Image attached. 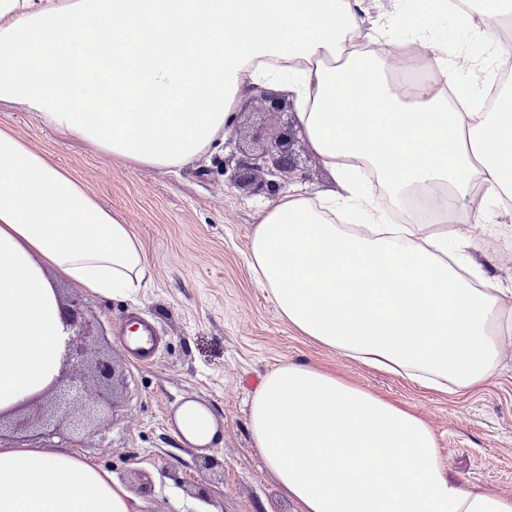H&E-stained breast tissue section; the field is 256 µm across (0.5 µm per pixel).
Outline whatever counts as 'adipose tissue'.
<instances>
[{"label": "adipose tissue", "instance_id": "adipose-tissue-1", "mask_svg": "<svg viewBox=\"0 0 512 512\" xmlns=\"http://www.w3.org/2000/svg\"><path fill=\"white\" fill-rule=\"evenodd\" d=\"M473 39L496 45L512 0H474ZM447 11L415 12L427 49L411 93L377 42L367 0H0V104L23 106L61 136L138 167L172 171L229 134L246 89L294 96L295 125L337 179L326 200L301 190L265 207L248 265L301 334L422 386L469 388L494 372L512 336L505 291L448 225L490 224L512 200V89L486 110L455 111L457 67L432 40ZM437 192L436 225L390 223ZM150 274L123 215L0 129V410L58 377L68 333L51 281L132 296ZM250 429L301 512H512V495L448 479L432 428L360 387L282 363L255 393ZM184 442L219 439L210 411L176 410ZM0 512H138L108 471L60 448L0 443Z\"/></svg>", "mask_w": 512, "mask_h": 512}]
</instances>
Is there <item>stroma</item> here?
<instances>
[{
	"instance_id": "35a3bbf8",
	"label": "stroma",
	"mask_w": 512,
	"mask_h": 512,
	"mask_svg": "<svg viewBox=\"0 0 512 512\" xmlns=\"http://www.w3.org/2000/svg\"><path fill=\"white\" fill-rule=\"evenodd\" d=\"M372 17L391 44H406L416 0H371ZM6 127L50 161L79 176L101 203L122 213L143 247L151 278L137 298L103 297L61 283L77 298L110 351L118 373L113 390L90 388L99 409L89 432L61 424L36 436L4 434L9 444L55 445L90 459L124 483L142 512H300L255 447L249 405L267 374L283 361L315 367L397 402L434 431L450 478L512 494V342L496 372L469 389L444 393L347 359L289 326L254 280L247 256L266 195L234 187L224 173L231 147L221 144L178 172L139 167L93 152L81 141L41 126L22 106L0 111ZM300 169L283 191L318 198L335 187L304 143ZM448 231L471 238L474 258L500 287L512 289V220L493 231L468 224ZM155 323L157 358L144 364L123 336L131 315ZM187 399L215 417L220 440L203 452L182 443L174 414ZM148 489H140L138 474Z\"/></svg>"
}]
</instances>
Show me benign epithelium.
<instances>
[{
    "instance_id": "7a95c632",
    "label": "benign epithelium",
    "mask_w": 512,
    "mask_h": 512,
    "mask_svg": "<svg viewBox=\"0 0 512 512\" xmlns=\"http://www.w3.org/2000/svg\"><path fill=\"white\" fill-rule=\"evenodd\" d=\"M258 102L260 111L270 115L282 114L288 109L285 96L268 90L260 91ZM256 140L262 144L238 149L230 182L238 187L252 186L273 196L281 184L298 171L295 145L299 138L294 121H287L269 133L260 130L256 132ZM60 305L68 332L60 374L48 389L27 403L8 412L0 411V427L6 423L16 433H29L49 425L57 416H68L70 408L79 405L83 395L88 393L89 383L105 388L115 384L112 356L92 355L98 335L80 305L73 301H62Z\"/></svg>"
}]
</instances>
